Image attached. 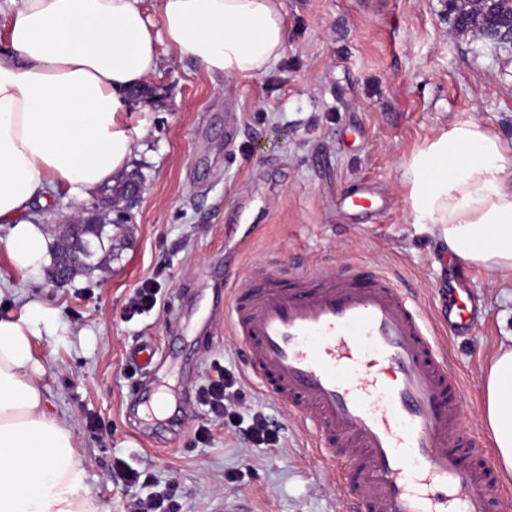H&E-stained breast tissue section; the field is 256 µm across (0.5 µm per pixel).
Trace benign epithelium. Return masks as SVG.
<instances>
[{
  "instance_id": "benign-epithelium-1",
  "label": "benign epithelium",
  "mask_w": 512,
  "mask_h": 512,
  "mask_svg": "<svg viewBox=\"0 0 512 512\" xmlns=\"http://www.w3.org/2000/svg\"><path fill=\"white\" fill-rule=\"evenodd\" d=\"M465 13L478 25L481 38L500 45H512V0H479L475 8H469ZM142 191V184L129 177L121 188L99 192L91 212L106 218L114 211L125 213L139 200ZM57 230L53 264L45 270L49 282L64 287L77 274L103 267V259L97 257L96 243L82 238V234L90 232L83 217L59 224Z\"/></svg>"
}]
</instances>
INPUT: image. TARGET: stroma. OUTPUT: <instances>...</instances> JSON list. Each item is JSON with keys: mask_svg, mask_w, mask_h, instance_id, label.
<instances>
[{"mask_svg": "<svg viewBox=\"0 0 512 512\" xmlns=\"http://www.w3.org/2000/svg\"><path fill=\"white\" fill-rule=\"evenodd\" d=\"M286 48L245 82L207 73L160 44L147 85L149 131L133 168L145 185L129 213L130 237L107 272L58 288L44 273L0 272L13 289L0 312L38 301L57 311L56 336L35 339L49 411L74 429L86 482L102 512H137L147 491L112 477L115 459L153 474L178 512H344L337 474L311 446L313 429L246 374L243 346L225 322L227 289L239 277L338 274L357 263L394 274L417 305L435 313L454 262L439 256L406 205L404 165L451 124L476 120L512 147V47L457 34L442 0H282ZM392 199L363 224L336 200L363 181ZM482 320L446 337L463 385L462 422L484 445L485 372L512 336V280L469 269ZM160 288L154 309L126 318L141 282ZM148 341L175 348L148 384L127 354ZM239 382L238 416L212 422L194 396L214 365ZM171 396L169 417L149 409ZM280 429L275 447L253 444L255 413ZM108 427L107 443L88 428ZM211 429L208 441L199 427Z\"/></svg>", "mask_w": 512, "mask_h": 512, "instance_id": "obj_1", "label": "stroma"}]
</instances>
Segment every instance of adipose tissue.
Returning a JSON list of instances; mask_svg holds the SVG:
<instances>
[{
  "label": "adipose tissue",
  "instance_id": "ef3b65f1",
  "mask_svg": "<svg viewBox=\"0 0 512 512\" xmlns=\"http://www.w3.org/2000/svg\"><path fill=\"white\" fill-rule=\"evenodd\" d=\"M0 55V228L10 262L36 272L50 237L35 205L59 190L83 202L130 170L148 131L130 89L160 66L159 43L211 74H263L287 42L281 0H162L153 31L141 0H10ZM414 223L466 267L512 275V158L465 120L427 141L404 170ZM58 330L29 302L0 316V512H101L73 429L46 408L33 341ZM484 421L512 473V342L492 360Z\"/></svg>",
  "mask_w": 512,
  "mask_h": 512
}]
</instances>
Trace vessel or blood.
Listing matches in <instances>:
<instances>
[{
    "instance_id": "1",
    "label": "vessel or blood",
    "mask_w": 512,
    "mask_h": 512,
    "mask_svg": "<svg viewBox=\"0 0 512 512\" xmlns=\"http://www.w3.org/2000/svg\"><path fill=\"white\" fill-rule=\"evenodd\" d=\"M336 205L372 217L391 203L369 182ZM226 303L252 373L350 480L346 512H504L493 466L460 427L458 376L377 266L249 277ZM441 324L468 333L475 316L450 311Z\"/></svg>"
}]
</instances>
